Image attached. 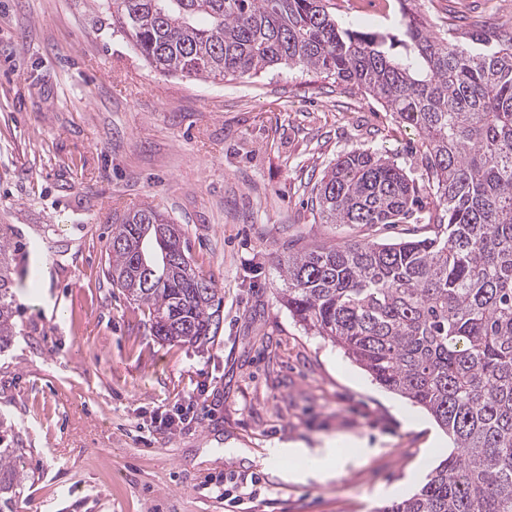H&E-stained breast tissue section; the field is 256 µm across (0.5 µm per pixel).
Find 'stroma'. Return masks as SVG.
<instances>
[{
    "instance_id": "obj_1",
    "label": "stroma",
    "mask_w": 512,
    "mask_h": 512,
    "mask_svg": "<svg viewBox=\"0 0 512 512\" xmlns=\"http://www.w3.org/2000/svg\"><path fill=\"white\" fill-rule=\"evenodd\" d=\"M340 23L398 30V0H328ZM436 35L472 47L512 28V0H418ZM370 149L411 177L421 140L363 89L278 65L251 78L164 76L103 0H0V225L26 248L17 335L0 353V417L27 451L17 512H377L421 487L438 426L279 301L289 251L344 243L312 189ZM152 206L179 225L223 298L214 342L153 335L106 278L112 224ZM192 407L167 429L162 417ZM408 409V427L396 413ZM351 435L372 455L334 478L282 480L267 448ZM241 475L240 503L208 478Z\"/></svg>"
}]
</instances>
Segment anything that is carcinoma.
<instances>
[{"instance_id": "1", "label": "carcinoma", "mask_w": 512, "mask_h": 512, "mask_svg": "<svg viewBox=\"0 0 512 512\" xmlns=\"http://www.w3.org/2000/svg\"><path fill=\"white\" fill-rule=\"evenodd\" d=\"M400 0L402 30L344 27L324 0H106L144 61L199 81L278 64L356 85L421 137L422 173L356 149L315 187L323 224L361 238L288 254L280 301L375 382L425 410L456 448L411 497L379 512H512V44L475 52L432 33ZM425 223L377 242L380 225ZM152 207L112 225L106 277L146 308L153 334L202 345L222 298L180 227ZM20 242L0 227V352L16 336ZM24 448L0 436V512H15Z\"/></svg>"}]
</instances>
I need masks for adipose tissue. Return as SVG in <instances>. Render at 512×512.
<instances>
[{"label": "adipose tissue", "instance_id": "1", "mask_svg": "<svg viewBox=\"0 0 512 512\" xmlns=\"http://www.w3.org/2000/svg\"><path fill=\"white\" fill-rule=\"evenodd\" d=\"M282 479L304 482L310 479L326 481L334 477L339 458L333 441L323 447L311 449L300 442H284L267 451Z\"/></svg>", "mask_w": 512, "mask_h": 512}]
</instances>
